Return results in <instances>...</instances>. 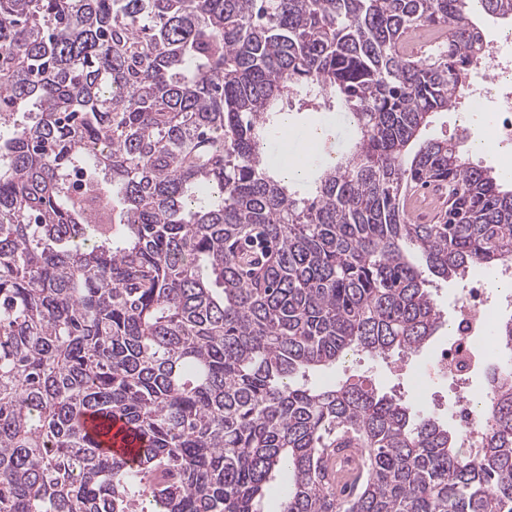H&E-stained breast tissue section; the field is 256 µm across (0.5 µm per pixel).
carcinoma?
<instances>
[{
  "label": "carcinoma",
  "instance_id": "1",
  "mask_svg": "<svg viewBox=\"0 0 512 512\" xmlns=\"http://www.w3.org/2000/svg\"><path fill=\"white\" fill-rule=\"evenodd\" d=\"M476 17L512 0H0V512H261L285 474L280 512H512L511 383L472 464L370 384L297 382L419 348L429 278L512 260V190L421 139ZM287 108L356 131L304 186L267 159Z\"/></svg>",
  "mask_w": 512,
  "mask_h": 512
}]
</instances>
